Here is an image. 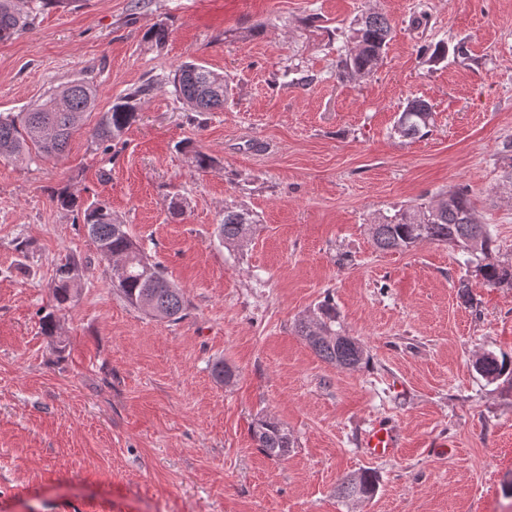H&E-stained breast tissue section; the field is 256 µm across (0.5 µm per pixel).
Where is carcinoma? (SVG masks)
Returning <instances> with one entry per match:
<instances>
[{"label": "carcinoma", "instance_id": "1", "mask_svg": "<svg viewBox=\"0 0 512 512\" xmlns=\"http://www.w3.org/2000/svg\"><path fill=\"white\" fill-rule=\"evenodd\" d=\"M63 2L0 0V39L31 29L42 10ZM391 35L392 27L383 14L369 12L362 15L348 35L349 40L356 44L355 51L338 61V72L360 78L372 74ZM168 83L173 87L176 98L194 112L222 110L229 96L224 76L194 61L178 65L168 77ZM153 88L154 85L148 82L119 96L110 109L101 113L90 131V142L110 149L112 142L121 138L136 122L141 100ZM97 98V88L92 82L75 80L26 112L0 113V156L15 160L61 156L72 135L82 127L85 114L96 109ZM431 122V107L423 100L414 99L399 112L394 131L401 137L414 138L429 128ZM56 198L62 208L81 215L100 260L126 263L123 272L112 281V286L120 291L127 303L137 308L141 300L148 299L154 305L155 318L173 323L183 318L187 301L182 290L170 282L164 268L149 261L126 225L112 218L107 204H86L64 191L58 192ZM439 202V207L431 202L378 217L369 225L374 247L380 252H397L423 242L455 244L462 248L463 265L476 264V272L488 286H512V268L496 261L491 228L476 217L465 192L450 191ZM254 224L256 219L249 209L241 205L226 206L224 218L218 225V237L230 247L237 240L250 236ZM52 293L59 305L72 298L71 264H64L56 270ZM316 318L321 324V331L312 330L307 317L299 319L295 329L319 358L343 369H357L366 362L364 346L345 334L331 300L318 304ZM475 369L492 382L507 372L512 374V361L487 352L477 359ZM250 435L256 446L270 458L281 460L288 456V449L294 447L288 429L272 417L256 418L250 426ZM377 485L376 471L363 470L346 477L337 493L345 499L368 498L375 494Z\"/></svg>", "mask_w": 512, "mask_h": 512}]
</instances>
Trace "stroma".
Masks as SVG:
<instances>
[{
    "mask_svg": "<svg viewBox=\"0 0 512 512\" xmlns=\"http://www.w3.org/2000/svg\"><path fill=\"white\" fill-rule=\"evenodd\" d=\"M369 11L393 38L371 76H339ZM161 21L158 46L146 34ZM187 60L228 80L223 110L175 97L166 79ZM82 78L101 112L154 89L110 151L81 130L59 158L0 157V512H512V376L489 382L474 367L489 351L512 357V287L461 268L453 246L380 253L368 233L380 215L464 188L512 265V198L500 194L512 0H71L0 40V113ZM416 98L433 122L401 137L393 125ZM195 147L217 168L197 170ZM63 189L127 225L183 290L182 320L113 288L58 204ZM232 203L257 219L239 250L216 234ZM68 262L75 296L59 306L51 283ZM328 294L366 349L359 369L325 363L296 334ZM219 360L230 383L212 374ZM261 415L292 434L287 459L256 448ZM378 418L403 446L372 460L360 438ZM365 469L376 494L339 498Z\"/></svg>",
    "mask_w": 512,
    "mask_h": 512,
    "instance_id": "35a3bbf8",
    "label": "stroma"
}]
</instances>
